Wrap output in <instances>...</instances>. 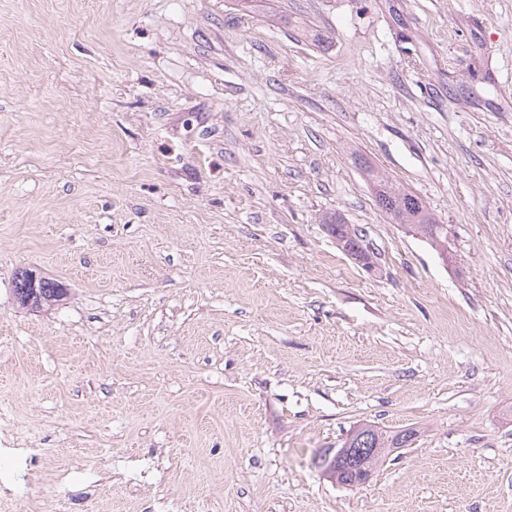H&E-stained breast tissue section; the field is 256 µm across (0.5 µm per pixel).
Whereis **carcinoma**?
<instances>
[{
	"instance_id": "1",
	"label": "carcinoma",
	"mask_w": 512,
	"mask_h": 512,
	"mask_svg": "<svg viewBox=\"0 0 512 512\" xmlns=\"http://www.w3.org/2000/svg\"><path fill=\"white\" fill-rule=\"evenodd\" d=\"M354 163L367 174L378 206L390 216L393 223L401 225L408 232L421 234L431 246L439 250L447 249L448 225L437 223L416 195L397 186L390 175L374 167L363 157H354ZM324 224L349 256L369 269L374 266L372 253L363 244L362 236L346 224L341 215H331L324 220ZM37 292L38 295L33 301L36 310L57 302L64 296L63 288L49 278L38 285ZM414 436L413 429L388 432L364 425L353 431L345 440V444L351 448H380L388 455L394 449L411 445Z\"/></svg>"
}]
</instances>
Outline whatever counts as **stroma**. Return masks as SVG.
I'll return each mask as SVG.
<instances>
[{"label":"stroma","mask_w":512,"mask_h":512,"mask_svg":"<svg viewBox=\"0 0 512 512\" xmlns=\"http://www.w3.org/2000/svg\"><path fill=\"white\" fill-rule=\"evenodd\" d=\"M0 404L74 512H512V0H0ZM372 186L376 202L395 224H401L407 232L420 233L431 246L446 250L448 227L437 224L423 202L413 193L401 189L385 170L374 167L361 156L354 157ZM323 224L349 256L362 263L364 267L372 268L374 266L372 253L363 244L362 236L357 230L351 228L350 224H346L340 214L336 213L325 218ZM44 282L38 285V295L31 304L34 307L31 309H40L44 305H51V303L59 301L65 294L63 288L52 279L44 278ZM415 435L414 429L388 432L371 425H364L353 431L341 447L348 445V448H382V453L389 455L394 449L411 445Z\"/></svg>","instance_id":"1"}]
</instances>
